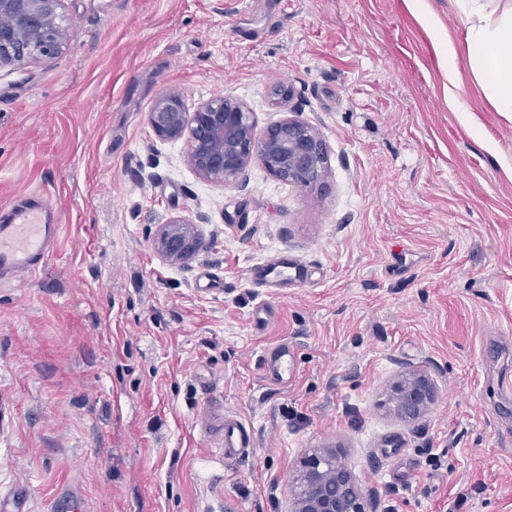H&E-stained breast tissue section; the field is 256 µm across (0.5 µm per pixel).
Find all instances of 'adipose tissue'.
Instances as JSON below:
<instances>
[{
  "label": "adipose tissue",
  "mask_w": 512,
  "mask_h": 512,
  "mask_svg": "<svg viewBox=\"0 0 512 512\" xmlns=\"http://www.w3.org/2000/svg\"><path fill=\"white\" fill-rule=\"evenodd\" d=\"M474 80L499 112H512V0H454Z\"/></svg>",
  "instance_id": "adipose-tissue-1"
}]
</instances>
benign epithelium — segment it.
<instances>
[{
	"mask_svg": "<svg viewBox=\"0 0 512 512\" xmlns=\"http://www.w3.org/2000/svg\"><path fill=\"white\" fill-rule=\"evenodd\" d=\"M62 0H0V65L50 62L71 39L60 12ZM148 124L161 140L182 141L197 175L217 186L233 183L255 158L276 179L297 187L319 184L326 172L327 145L313 125L285 117L263 137L254 132L251 112L231 97L211 98L189 113L184 99L159 95L148 113ZM153 244L170 264H180L201 249L195 223L175 217L157 230ZM435 397L434 384L424 372L402 375L390 386L391 410L414 423ZM291 512H369V502L336 452L316 450L305 457L292 490Z\"/></svg>",
	"mask_w": 512,
	"mask_h": 512,
	"instance_id": "benign-epithelium-1",
	"label": "benign epithelium"
}]
</instances>
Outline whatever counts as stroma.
<instances>
[{"label": "stroma", "instance_id": "obj_1", "mask_svg": "<svg viewBox=\"0 0 512 512\" xmlns=\"http://www.w3.org/2000/svg\"><path fill=\"white\" fill-rule=\"evenodd\" d=\"M61 12V55L0 66V206L39 191L61 225L40 275L0 286V493L25 485L24 512L68 484L88 512H289L329 446L376 512H512V114L475 83L453 0ZM168 90L241 100L259 137L312 124L322 183L258 160L202 181L148 124ZM199 215L201 250L163 261L158 228ZM283 253L307 284L253 285ZM282 345L296 371L278 386L261 358ZM412 370L436 399L408 424L385 400ZM222 412L257 431L233 465L213 461ZM448 105L454 112H467L469 106L466 102L458 99L453 88L458 86L459 74L456 67L457 49L454 43L448 42Z\"/></svg>", "mask_w": 512, "mask_h": 512}]
</instances>
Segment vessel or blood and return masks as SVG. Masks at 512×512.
I'll return each mask as SVG.
<instances>
[{
    "instance_id": "obj_1",
    "label": "vessel or blood",
    "mask_w": 512,
    "mask_h": 512,
    "mask_svg": "<svg viewBox=\"0 0 512 512\" xmlns=\"http://www.w3.org/2000/svg\"><path fill=\"white\" fill-rule=\"evenodd\" d=\"M48 197L39 205H16L6 216H0V284L17 283L36 277L46 257L59 238L60 226L48 220ZM306 280V268L296 259L279 257L261 264L254 281L262 285L271 281L297 286ZM265 363L274 381L287 379L294 368L287 348L279 347L268 353ZM225 461L248 456L254 443V428L233 416L223 419ZM52 512H87V503L78 490L60 488L51 504Z\"/></svg>"
}]
</instances>
